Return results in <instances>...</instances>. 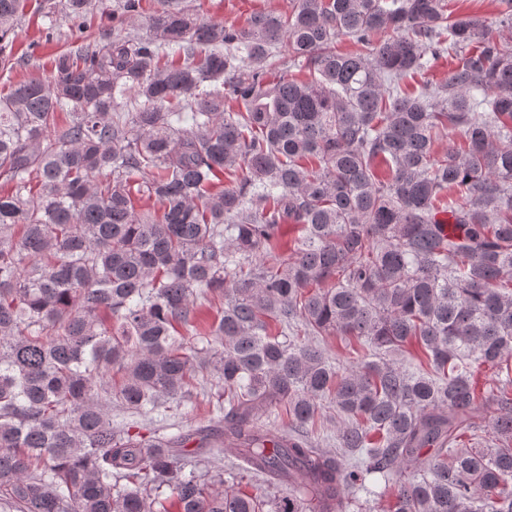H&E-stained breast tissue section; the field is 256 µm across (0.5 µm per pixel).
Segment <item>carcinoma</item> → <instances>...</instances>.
I'll return each mask as SVG.
<instances>
[{"instance_id":"carcinoma-1","label":"carcinoma","mask_w":512,"mask_h":512,"mask_svg":"<svg viewBox=\"0 0 512 512\" xmlns=\"http://www.w3.org/2000/svg\"><path fill=\"white\" fill-rule=\"evenodd\" d=\"M23 3L0 0L3 71ZM450 3L296 0L235 29L170 0L146 38L87 36L0 95V512H170L166 489L176 512H351L357 490L512 512V375L476 391L512 370V8L492 28ZM281 46L312 80L271 78ZM446 55L448 80L401 89ZM333 335L359 343L346 367L309 340ZM412 345L427 368L390 358ZM204 372L223 428L112 426V401H189ZM327 399L334 454L311 441ZM226 448L288 492L210 475Z\"/></svg>"}]
</instances>
